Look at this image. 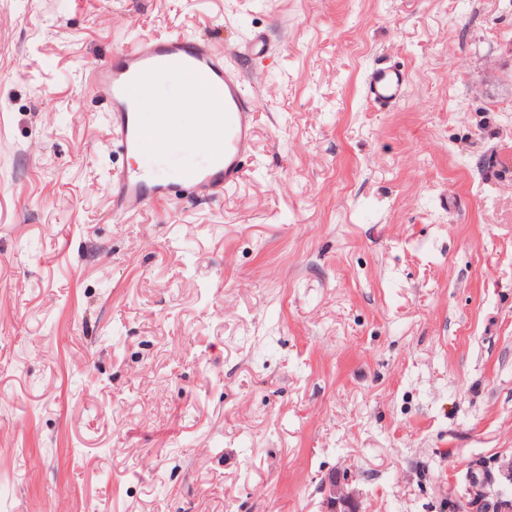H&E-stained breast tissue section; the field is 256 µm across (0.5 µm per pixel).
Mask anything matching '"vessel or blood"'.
Masks as SVG:
<instances>
[{"label": "vessel or blood", "mask_w": 512, "mask_h": 512, "mask_svg": "<svg viewBox=\"0 0 512 512\" xmlns=\"http://www.w3.org/2000/svg\"><path fill=\"white\" fill-rule=\"evenodd\" d=\"M171 75L196 76L208 88V105H200L196 96L187 93L180 107L187 119L209 126L208 135L191 143L209 161L188 170L177 184L135 170L111 175L108 196L115 217L138 213L183 191L234 185L252 153L257 102L246 94L243 74L225 65L223 54L211 43L176 34L141 37L131 46L115 49L95 68L93 81L106 106L114 148L127 154L145 150L138 115L164 117L165 102L156 87ZM406 84L402 68H374L366 76L365 93L378 109L388 111L403 100Z\"/></svg>", "instance_id": "obj_1"}]
</instances>
